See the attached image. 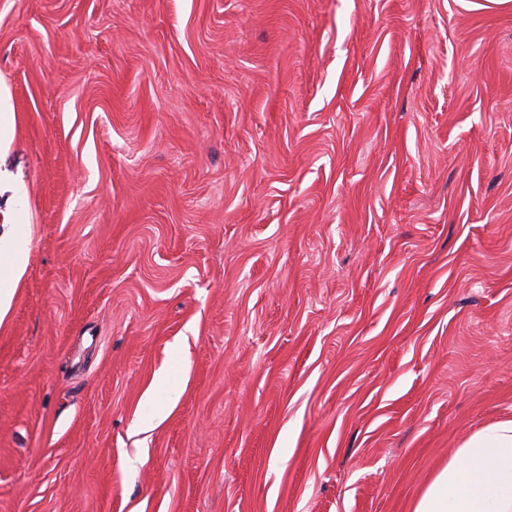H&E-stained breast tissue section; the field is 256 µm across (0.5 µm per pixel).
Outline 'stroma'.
Segmentation results:
<instances>
[{"mask_svg":"<svg viewBox=\"0 0 512 512\" xmlns=\"http://www.w3.org/2000/svg\"><path fill=\"white\" fill-rule=\"evenodd\" d=\"M0 93V512H412L512 418V0H0ZM26 237L23 225L0 238V278L4 283L17 282L27 264Z\"/></svg>","mask_w":512,"mask_h":512,"instance_id":"35a3bbf8","label":"stroma"}]
</instances>
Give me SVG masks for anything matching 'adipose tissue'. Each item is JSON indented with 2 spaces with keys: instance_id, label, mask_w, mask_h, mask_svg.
<instances>
[{
  "instance_id": "adipose-tissue-1",
  "label": "adipose tissue",
  "mask_w": 512,
  "mask_h": 512,
  "mask_svg": "<svg viewBox=\"0 0 512 512\" xmlns=\"http://www.w3.org/2000/svg\"><path fill=\"white\" fill-rule=\"evenodd\" d=\"M23 226L0 237V319L6 315L12 282L27 264ZM413 512H512V418L471 434L417 497Z\"/></svg>"
}]
</instances>
